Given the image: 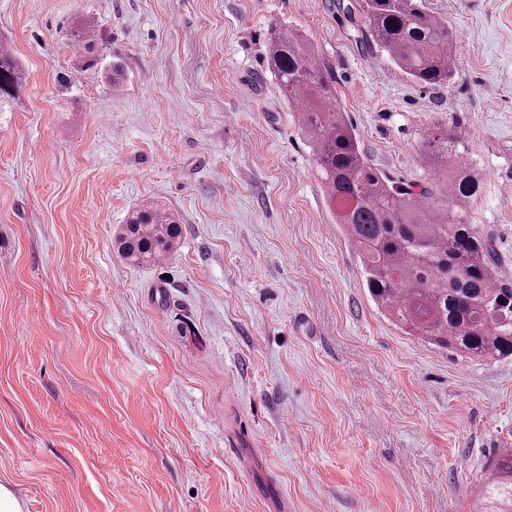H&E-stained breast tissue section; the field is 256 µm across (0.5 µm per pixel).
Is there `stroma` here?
Segmentation results:
<instances>
[{"instance_id": "stroma-1", "label": "stroma", "mask_w": 512, "mask_h": 512, "mask_svg": "<svg viewBox=\"0 0 512 512\" xmlns=\"http://www.w3.org/2000/svg\"><path fill=\"white\" fill-rule=\"evenodd\" d=\"M351 2L0 0L25 78L0 114V484L23 512H475L512 357L378 311L266 50L307 36L394 180L430 182L422 141L455 126L512 283V0H425L456 42L433 87ZM142 205L181 228L147 265L117 241Z\"/></svg>"}]
</instances>
